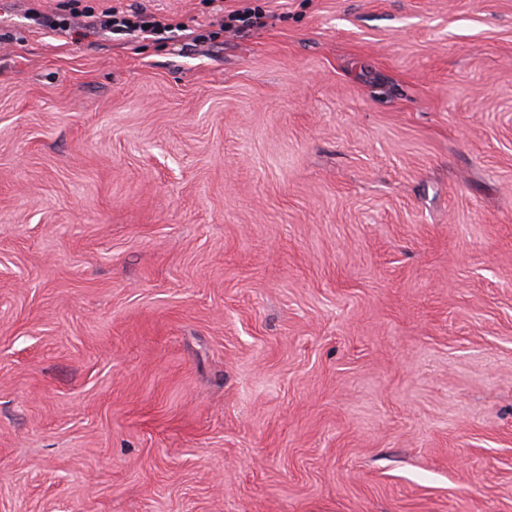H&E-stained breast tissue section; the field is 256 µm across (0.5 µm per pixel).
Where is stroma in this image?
Wrapping results in <instances>:
<instances>
[{"mask_svg":"<svg viewBox=\"0 0 512 512\" xmlns=\"http://www.w3.org/2000/svg\"><path fill=\"white\" fill-rule=\"evenodd\" d=\"M0 512H512V0H0ZM87 17L93 18L90 22L93 27L118 35L136 37L139 34L163 35L173 31L170 24L162 23L138 9L132 10V14L125 15L124 12L109 8L99 15Z\"/></svg>","mask_w":512,"mask_h":512,"instance_id":"obj_1","label":"stroma"}]
</instances>
